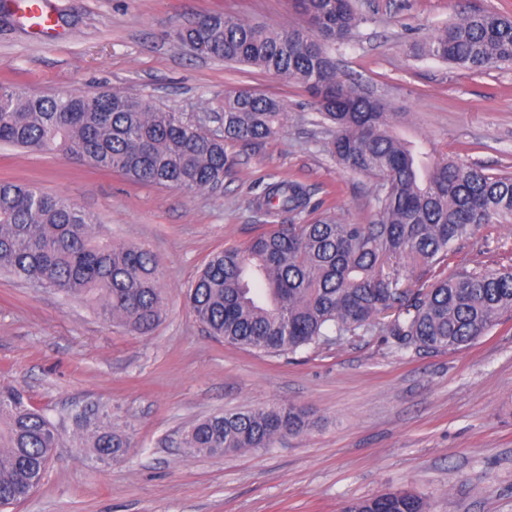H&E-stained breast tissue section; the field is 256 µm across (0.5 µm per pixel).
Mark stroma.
I'll list each match as a JSON object with an SVG mask.
<instances>
[{"instance_id":"obj_1","label":"stroma","mask_w":512,"mask_h":512,"mask_svg":"<svg viewBox=\"0 0 512 512\" xmlns=\"http://www.w3.org/2000/svg\"><path fill=\"white\" fill-rule=\"evenodd\" d=\"M61 38L43 43L0 0V84L29 93L153 96L192 113L225 91L280 99L279 133L227 150L216 193L133 183L56 153L0 144V181L62 196L102 234L154 254L166 297L147 334L127 332L83 300L0 274V385L58 416L100 403L128 434L114 464L62 444L44 483L8 512H341L388 492L425 497L431 512H512V314L459 351L399 349L381 330L293 354L248 351L207 335L185 302L218 250L266 231L252 199L261 178L294 179L357 224L378 219V180L341 169L310 95L286 76L192 56L170 32L224 11L302 27L294 0H50ZM361 21L330 47L341 77L395 111V130L431 161L512 173V67L481 73L413 53L458 12L512 0H355ZM409 278L512 266V224L457 242L447 261L405 260ZM294 405L313 426L274 447L195 455L178 445L195 420L241 408Z\"/></svg>"}]
</instances>
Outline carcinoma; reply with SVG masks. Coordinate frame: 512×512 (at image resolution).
I'll return each mask as SVG.
<instances>
[{"label":"carcinoma","instance_id":"1","mask_svg":"<svg viewBox=\"0 0 512 512\" xmlns=\"http://www.w3.org/2000/svg\"><path fill=\"white\" fill-rule=\"evenodd\" d=\"M309 31L273 28L224 13L174 31L195 55L287 75L314 99L333 135L328 151L344 170L380 179L379 219L350 224L318 212L297 180L263 182L254 197L262 217L288 216L243 249L214 253L187 291L209 335L267 354H289L382 326L401 348L454 352L485 336L512 311V268L470 270L415 289L398 260L447 259L452 245L486 224L512 222V175L454 162L428 164L421 144L393 132L395 113L357 94L338 76L326 47L344 43L359 18L351 0H297ZM418 54L480 71L512 65V13L488 11L448 21ZM203 110L223 122L216 134L195 116L160 108L151 97L121 91L97 96L29 95L0 85V143L58 151L131 181L215 192L224 183L225 145L279 133L284 104L250 90L228 91ZM0 271L100 307L129 332L158 323L164 302L160 264L140 248L105 239L90 214L69 200L0 182ZM393 317L378 322L382 314ZM72 447L100 464L124 459L130 442L99 405L55 419L13 387L0 386V509L25 499L47 478L66 424ZM294 406L212 414L187 427L182 447L195 454L269 448L306 431ZM344 512H430L409 492L354 502Z\"/></svg>","mask_w":512,"mask_h":512}]
</instances>
